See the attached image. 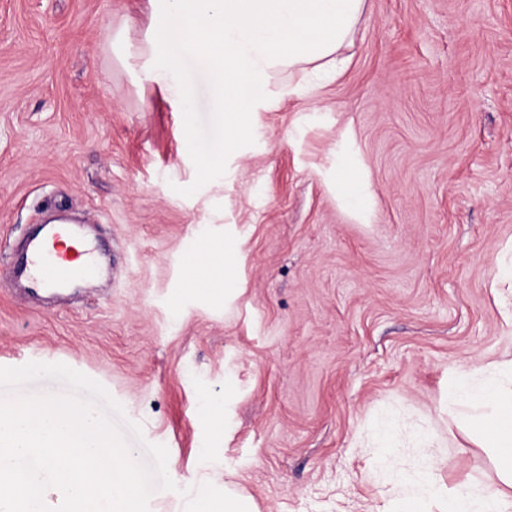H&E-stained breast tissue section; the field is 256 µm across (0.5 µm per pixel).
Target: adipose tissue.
I'll use <instances>...</instances> for the list:
<instances>
[{
    "instance_id": "adipose-tissue-1",
    "label": "adipose tissue",
    "mask_w": 512,
    "mask_h": 512,
    "mask_svg": "<svg viewBox=\"0 0 512 512\" xmlns=\"http://www.w3.org/2000/svg\"><path fill=\"white\" fill-rule=\"evenodd\" d=\"M151 25L145 43L126 47V58L146 75L173 77L178 60L169 51L173 35L200 52L220 95L225 144L249 133L264 95L283 68L332 57L353 32L365 0H148ZM449 406L473 409L472 419L497 448V466L512 487V359L477 371L476 382H458ZM427 465L421 497L447 499L448 512H512V496L469 485L446 496Z\"/></svg>"
}]
</instances>
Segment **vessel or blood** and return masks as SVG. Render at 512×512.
<instances>
[{"mask_svg":"<svg viewBox=\"0 0 512 512\" xmlns=\"http://www.w3.org/2000/svg\"><path fill=\"white\" fill-rule=\"evenodd\" d=\"M96 251L73 225H46L40 238L30 241L7 271L9 280L23 281L44 291H57L90 275Z\"/></svg>","mask_w":512,"mask_h":512,"instance_id":"obj_1","label":"vessel or blood"}]
</instances>
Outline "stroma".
Here are the masks:
<instances>
[{"instance_id":"35a3bbf8","label":"stroma","mask_w":512,"mask_h":512,"mask_svg":"<svg viewBox=\"0 0 512 512\" xmlns=\"http://www.w3.org/2000/svg\"><path fill=\"white\" fill-rule=\"evenodd\" d=\"M149 26L146 0H0V367L66 364L165 445L181 490L149 512H184L206 478L260 512H388L431 459L449 490L502 489L447 403L512 359V0H365L346 67L306 99L288 90L309 65L282 71L230 151L179 39L190 103L125 64ZM344 161L369 216L336 196ZM55 206L103 264L30 297L7 268ZM228 241L224 291L195 281L191 259Z\"/></svg>"}]
</instances>
